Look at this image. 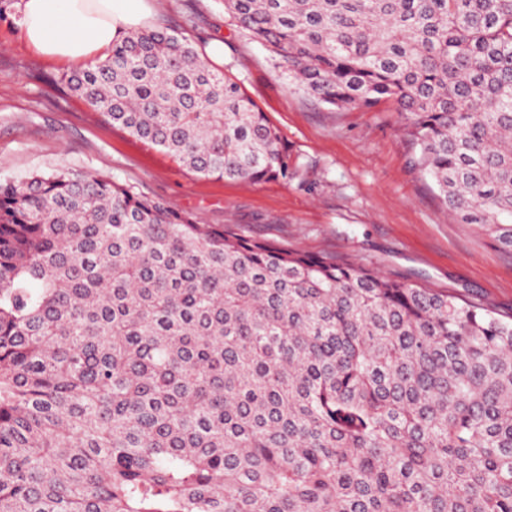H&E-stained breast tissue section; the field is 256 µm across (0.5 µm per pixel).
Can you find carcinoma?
I'll return each mask as SVG.
<instances>
[{"label":"carcinoma","instance_id":"obj_1","mask_svg":"<svg viewBox=\"0 0 512 512\" xmlns=\"http://www.w3.org/2000/svg\"><path fill=\"white\" fill-rule=\"evenodd\" d=\"M329 106L390 103L512 252V0H224ZM201 177L299 162L182 33L64 75ZM0 512H512V318L99 174L0 182Z\"/></svg>","mask_w":512,"mask_h":512}]
</instances>
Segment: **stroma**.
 I'll list each match as a JSON object with an SVG mask.
<instances>
[{"instance_id": "stroma-1", "label": "stroma", "mask_w": 512, "mask_h": 512, "mask_svg": "<svg viewBox=\"0 0 512 512\" xmlns=\"http://www.w3.org/2000/svg\"><path fill=\"white\" fill-rule=\"evenodd\" d=\"M151 23L183 30L198 51L224 42L220 69L279 128L301 162L285 180L203 178L113 127L57 78L74 67L39 57L20 4L0 19V178L90 171L159 197L202 223L302 252L351 258L382 275L445 290L512 315V254L449 216L418 148L388 105L338 111L309 97L269 52L229 22L223 0H153Z\"/></svg>"}]
</instances>
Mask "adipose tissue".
Here are the masks:
<instances>
[{"label": "adipose tissue", "mask_w": 512, "mask_h": 512, "mask_svg": "<svg viewBox=\"0 0 512 512\" xmlns=\"http://www.w3.org/2000/svg\"><path fill=\"white\" fill-rule=\"evenodd\" d=\"M149 0H24L20 24L40 55L71 64L105 57L120 33L147 20Z\"/></svg>", "instance_id": "1"}]
</instances>
